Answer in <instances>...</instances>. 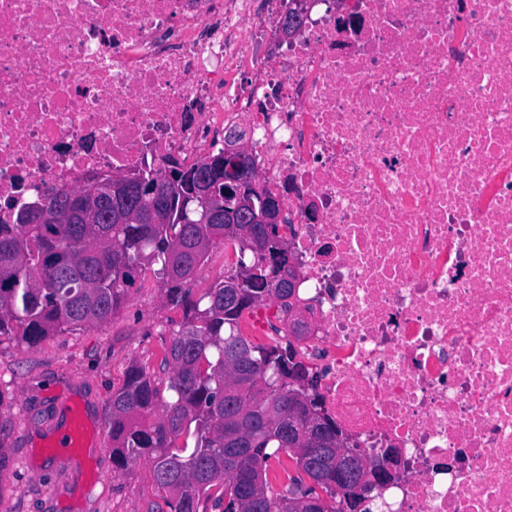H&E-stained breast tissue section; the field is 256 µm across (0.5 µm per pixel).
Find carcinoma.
<instances>
[{"label": "carcinoma", "mask_w": 512, "mask_h": 512, "mask_svg": "<svg viewBox=\"0 0 512 512\" xmlns=\"http://www.w3.org/2000/svg\"><path fill=\"white\" fill-rule=\"evenodd\" d=\"M205 167L202 160L139 173L167 187L164 224H116L109 210L61 224H29L31 209L13 223L0 219V341L34 346L105 324L125 306L140 272L157 265L167 299L184 312L165 357L170 399L160 401L144 368L128 369L112 393L113 463L151 461L171 512H198L204 498L221 512H310L307 497L323 503L315 512H375L373 503L359 509L325 482L336 450L355 464L364 456L336 447L339 428L288 382L291 349L256 345L242 332L255 307L277 299L287 311L295 293L267 254L243 246L247 231L291 259L288 248H277L278 225L241 224L226 235L224 225L209 223L213 210L224 209V185L202 197ZM219 239L234 248L235 260L196 299L185 284ZM244 267L254 273L241 277Z\"/></svg>", "instance_id": "carcinoma-1"}]
</instances>
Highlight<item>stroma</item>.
<instances>
[{"mask_svg":"<svg viewBox=\"0 0 512 512\" xmlns=\"http://www.w3.org/2000/svg\"><path fill=\"white\" fill-rule=\"evenodd\" d=\"M183 321L153 270L142 271L111 321L46 338L34 347L0 342V512H170L148 461L112 462V394L130 365L145 367L159 389L164 358ZM96 431L92 446L55 458L43 445L72 408Z\"/></svg>","mask_w":512,"mask_h":512,"instance_id":"1","label":"stroma"}]
</instances>
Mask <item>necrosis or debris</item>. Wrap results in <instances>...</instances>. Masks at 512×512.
Masks as SVG:
<instances>
[{"instance_id": "1", "label": "necrosis or debris", "mask_w": 512, "mask_h": 512, "mask_svg": "<svg viewBox=\"0 0 512 512\" xmlns=\"http://www.w3.org/2000/svg\"><path fill=\"white\" fill-rule=\"evenodd\" d=\"M252 3L0 0V214L241 135L308 317L267 333L402 456L378 508L512 512V0Z\"/></svg>"}]
</instances>
